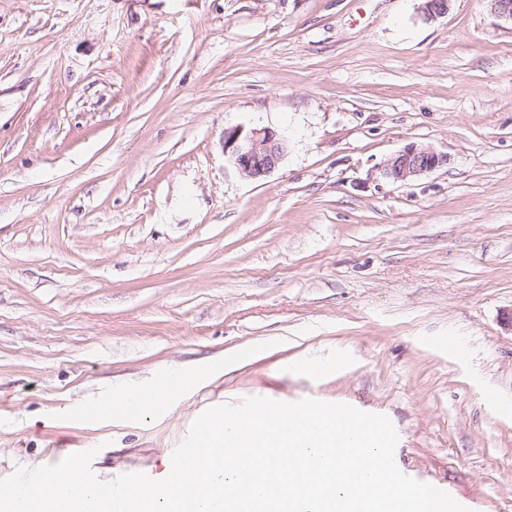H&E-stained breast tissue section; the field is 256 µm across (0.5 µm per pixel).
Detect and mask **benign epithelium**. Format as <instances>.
Instances as JSON below:
<instances>
[{
  "mask_svg": "<svg viewBox=\"0 0 512 512\" xmlns=\"http://www.w3.org/2000/svg\"><path fill=\"white\" fill-rule=\"evenodd\" d=\"M453 0H424L423 17L433 21L445 16ZM224 156L249 178L268 176L287 152L286 142L268 127L245 130L235 127L224 130ZM448 161V156L417 144H409L392 155L380 167L381 176L392 183H406L429 173Z\"/></svg>",
  "mask_w": 512,
  "mask_h": 512,
  "instance_id": "7a95c632",
  "label": "benign epithelium"
}]
</instances>
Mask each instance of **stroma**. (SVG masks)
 <instances>
[{
    "instance_id": "stroma-1",
    "label": "stroma",
    "mask_w": 512,
    "mask_h": 512,
    "mask_svg": "<svg viewBox=\"0 0 512 512\" xmlns=\"http://www.w3.org/2000/svg\"><path fill=\"white\" fill-rule=\"evenodd\" d=\"M421 6L0 0V479L74 448L153 478L208 408L314 398L512 512V22ZM234 127L286 141L267 177L225 158ZM412 143L447 164L385 180ZM176 368L207 377L130 423L74 415Z\"/></svg>"
}]
</instances>
